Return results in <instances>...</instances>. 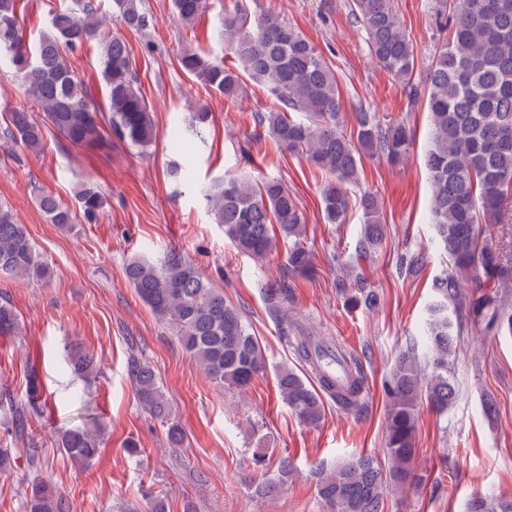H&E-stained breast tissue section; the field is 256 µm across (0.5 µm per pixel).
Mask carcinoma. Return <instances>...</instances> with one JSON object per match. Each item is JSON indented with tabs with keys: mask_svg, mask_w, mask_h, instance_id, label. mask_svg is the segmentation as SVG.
<instances>
[{
	"mask_svg": "<svg viewBox=\"0 0 512 512\" xmlns=\"http://www.w3.org/2000/svg\"><path fill=\"white\" fill-rule=\"evenodd\" d=\"M79 10L59 9L50 30L35 50L25 44L18 29L16 0H0V57L8 58L21 77L27 97L42 112L27 108L6 113V135L16 146L39 152L45 133L54 129L72 146L93 148L116 139L142 151L153 142L152 110L137 79L136 59L125 38L102 26L107 18L102 0H78ZM451 38L443 40L428 76L427 101L432 128L425 154L430 175V214L436 236L452 261V271L435 280L428 306L426 341L430 356L421 363L414 349L401 352L383 382L386 397V464L360 455L324 469L318 496L333 512H385L389 493L420 481L415 473L416 433L421 409L442 416L459 397L449 359L456 355L460 337L473 325L485 333L512 336V309L504 297L512 288V249L505 254L480 238L478 224H500L508 193L512 191V0H452ZM112 18L135 32L146 30L149 15L142 0H110ZM178 19L192 26L206 12L207 0H174ZM352 14L365 30L372 59L404 83L411 98L419 96L412 83L416 58L412 41L401 27L392 0H353ZM224 57L237 61L229 67L223 57L204 50L181 53V68L227 99L245 92L243 77L266 86L276 105L256 116L277 149L295 153L329 176L321 193L324 220L343 223L352 199L343 184H359L364 155L400 162L411 137L402 123L384 124L377 113L360 109L355 132H344L340 122L341 94L334 71L317 48L273 13H251L243 0L224 8ZM101 45L102 77L108 109H102L87 85L70 71L66 52L86 43ZM301 112L302 119L291 113ZM202 203L224 236L242 254L264 259L283 245V275L310 272L312 254L305 246L306 218L288 186L279 180L226 176L200 190ZM77 209L43 193L38 204L49 221L63 228L82 214L95 224L105 199L94 187L76 195ZM363 211L360 253L371 257L385 236L378 196L371 190L358 195ZM424 263L420 253L406 254L400 272L417 273ZM44 282L48 264L30 240L15 213L0 204V275ZM123 276L138 297L162 323L168 325L182 348L218 387H248L263 373L266 358L261 342L246 323L240 308L224 298L202 268L186 253L171 247L155 260L132 257ZM357 295L349 302L373 309L378 293L355 275ZM285 291L272 288L266 301L272 315L288 329L282 313ZM16 312L0 304V333L19 332ZM298 358L315 373L318 386L286 366L277 383L283 401L301 419L317 424L324 414L326 394L345 410L357 411L365 377L357 358L339 351L325 336L300 332L293 337ZM70 372L85 380L99 372L96 354L74 344L67 359ZM130 374L140 403L166 427L170 448H179L185 433L153 367L132 355ZM5 411L3 436L11 447H0V473L16 467L18 449L34 417H46L51 404L36 365L26 370L21 399L0 397ZM102 417L86 407V417L66 428L61 447L72 460L88 465L104 443ZM26 512H64L54 485L41 472L35 456L27 458ZM293 463L284 458L278 481L259 486L272 493L293 477ZM470 512H512V500L476 497Z\"/></svg>",
	"mask_w": 512,
	"mask_h": 512,
	"instance_id": "cac0c4a2",
	"label": "carcinoma"
}]
</instances>
